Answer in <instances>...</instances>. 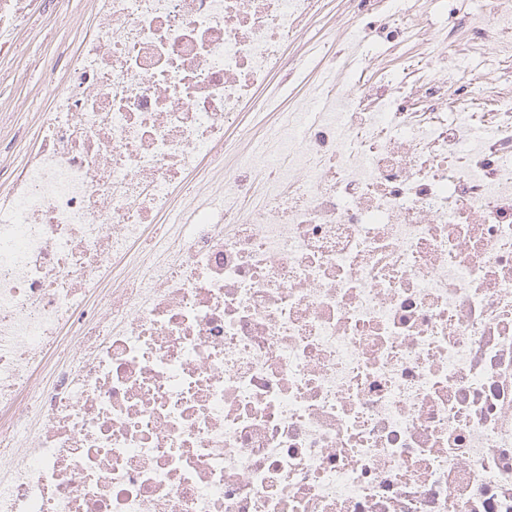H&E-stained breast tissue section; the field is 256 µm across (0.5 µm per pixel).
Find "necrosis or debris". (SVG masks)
<instances>
[{
	"label": "necrosis or debris",
	"mask_w": 512,
	"mask_h": 512,
	"mask_svg": "<svg viewBox=\"0 0 512 512\" xmlns=\"http://www.w3.org/2000/svg\"><path fill=\"white\" fill-rule=\"evenodd\" d=\"M51 2L0 0V52ZM484 2L349 0L420 43L389 84L332 31L311 61L321 0H94L0 164V512H512V81L456 56L512 69ZM425 3V7L428 11L429 22L434 27H438L441 24L448 25L451 23V13L454 3H450L448 0H421Z\"/></svg>",
	"instance_id": "4bbe7bcc"
}]
</instances>
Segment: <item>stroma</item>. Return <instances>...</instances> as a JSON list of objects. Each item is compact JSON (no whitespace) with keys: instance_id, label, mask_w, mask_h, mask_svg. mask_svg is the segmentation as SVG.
<instances>
[{"instance_id":"35a3bbf8","label":"stroma","mask_w":512,"mask_h":512,"mask_svg":"<svg viewBox=\"0 0 512 512\" xmlns=\"http://www.w3.org/2000/svg\"><path fill=\"white\" fill-rule=\"evenodd\" d=\"M345 13V0H323L320 15L307 30L310 46H318L325 30L336 29L339 35L352 39L357 64L376 60L377 77L395 80L401 59L415 52V44L388 50L370 34L359 35L346 28ZM95 21L89 0H65L54 25L37 22L25 27L17 34L13 49L0 56V69L15 76L14 82L0 85L1 155L14 162L23 158L32 144L37 115L45 108L54 88L62 87L65 80L63 70L53 68V56L62 55L75 45L85 28Z\"/></svg>"}]
</instances>
